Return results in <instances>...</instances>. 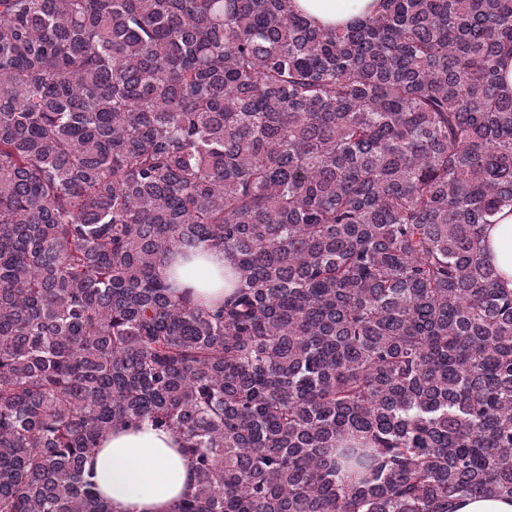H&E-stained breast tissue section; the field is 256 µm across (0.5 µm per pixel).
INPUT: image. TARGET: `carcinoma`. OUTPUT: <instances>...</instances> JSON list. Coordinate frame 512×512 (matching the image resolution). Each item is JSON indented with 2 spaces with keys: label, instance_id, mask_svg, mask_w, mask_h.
Returning a JSON list of instances; mask_svg holds the SVG:
<instances>
[{
  "label": "carcinoma",
  "instance_id": "cac0c4a2",
  "mask_svg": "<svg viewBox=\"0 0 512 512\" xmlns=\"http://www.w3.org/2000/svg\"><path fill=\"white\" fill-rule=\"evenodd\" d=\"M291 2L0 0V512H109L144 421L176 512L512 498V0ZM297 8L321 25H340L370 15L376 0H293ZM498 224L487 229L493 263L503 273L505 288L512 289V206L503 207ZM202 253V265L188 267L178 281L194 286L197 293L214 301L224 299V252L206 249ZM84 474L111 512H172L194 477L176 438L148 422L114 428L86 459Z\"/></svg>",
  "mask_w": 512,
  "mask_h": 512
}]
</instances>
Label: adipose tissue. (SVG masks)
Masks as SVG:
<instances>
[{
    "instance_id": "obj_1",
    "label": "adipose tissue",
    "mask_w": 512,
    "mask_h": 512,
    "mask_svg": "<svg viewBox=\"0 0 512 512\" xmlns=\"http://www.w3.org/2000/svg\"><path fill=\"white\" fill-rule=\"evenodd\" d=\"M297 8L321 25H340L373 12L376 0H294ZM487 229L493 263L512 289V206L503 207ZM224 254L204 251L198 266L187 268L183 283L212 300L224 296ZM95 491L111 512H173L193 481L190 461L168 431L143 424L115 428L84 464Z\"/></svg>"
}]
</instances>
